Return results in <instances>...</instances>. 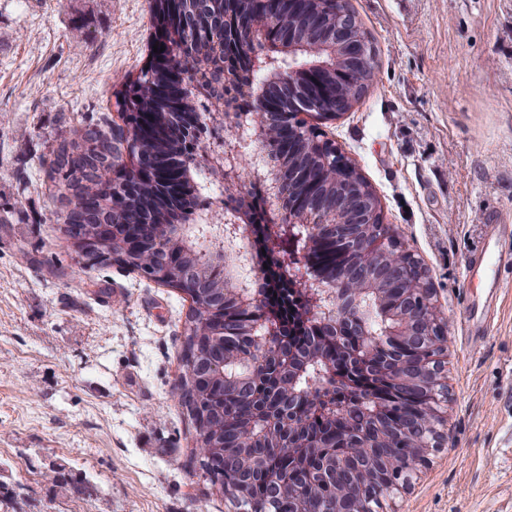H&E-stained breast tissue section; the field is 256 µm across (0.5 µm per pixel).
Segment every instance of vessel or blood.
Returning <instances> with one entry per match:
<instances>
[{
    "mask_svg": "<svg viewBox=\"0 0 512 512\" xmlns=\"http://www.w3.org/2000/svg\"><path fill=\"white\" fill-rule=\"evenodd\" d=\"M467 272L482 276L487 287L486 299L479 310L465 319L470 340L482 338L494 318L497 299L512 281V226L498 224L495 241H482L471 253Z\"/></svg>",
    "mask_w": 512,
    "mask_h": 512,
    "instance_id": "vessel-or-blood-1",
    "label": "vessel or blood"
}]
</instances>
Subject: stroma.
I'll return each mask as SVG.
<instances>
[{
  "instance_id": "1",
  "label": "stroma",
  "mask_w": 512,
  "mask_h": 512,
  "mask_svg": "<svg viewBox=\"0 0 512 512\" xmlns=\"http://www.w3.org/2000/svg\"><path fill=\"white\" fill-rule=\"evenodd\" d=\"M378 48L366 98L327 125L420 257L448 323L447 424L385 512H512V285L488 335L465 259L512 225V0H351ZM152 0H0V512H233L185 465L174 392L189 303L79 263L45 178L59 135L111 129L150 59ZM66 467L83 478L56 485Z\"/></svg>"
}]
</instances>
